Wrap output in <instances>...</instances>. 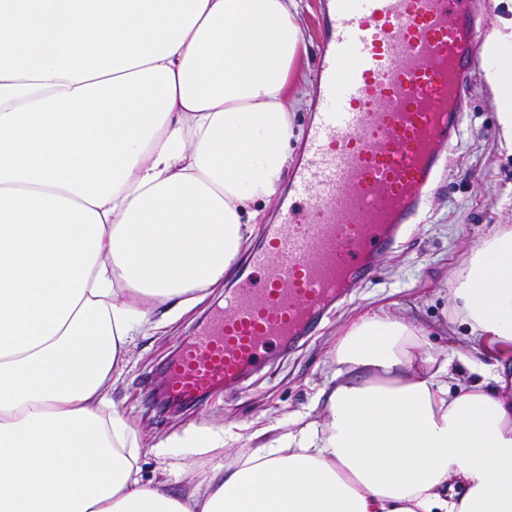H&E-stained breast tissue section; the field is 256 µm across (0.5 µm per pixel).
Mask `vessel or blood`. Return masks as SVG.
<instances>
[{"label":"vessel or blood","instance_id":"b4317fda","mask_svg":"<svg viewBox=\"0 0 512 512\" xmlns=\"http://www.w3.org/2000/svg\"><path fill=\"white\" fill-rule=\"evenodd\" d=\"M318 104L282 221L249 252L260 280L224 297L170 368L187 399L300 336L416 217L471 72L491 65L472 0H330Z\"/></svg>","mask_w":512,"mask_h":512}]
</instances>
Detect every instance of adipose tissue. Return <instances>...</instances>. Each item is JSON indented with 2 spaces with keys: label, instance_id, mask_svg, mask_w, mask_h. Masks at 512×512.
<instances>
[{
  "label": "adipose tissue",
  "instance_id": "adipose-tissue-1",
  "mask_svg": "<svg viewBox=\"0 0 512 512\" xmlns=\"http://www.w3.org/2000/svg\"><path fill=\"white\" fill-rule=\"evenodd\" d=\"M298 0H0V512H512V371L381 306L291 426L143 475L110 392L136 336L223 285L297 140ZM512 153V17L487 44ZM446 331L512 346V225L448 281ZM190 427L154 449L221 448Z\"/></svg>",
  "mask_w": 512,
  "mask_h": 512
}]
</instances>
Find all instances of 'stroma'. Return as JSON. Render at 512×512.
<instances>
[{
	"mask_svg": "<svg viewBox=\"0 0 512 512\" xmlns=\"http://www.w3.org/2000/svg\"><path fill=\"white\" fill-rule=\"evenodd\" d=\"M325 4L326 0L300 3L308 81L299 87L303 102L294 124L302 136L315 119L312 103L319 88ZM511 184L512 156L498 144L494 93L480 72L469 85L456 147L440 164L421 223L378 257L373 274L333 304L307 336L286 353L269 357L265 366L240 383L209 393L182 411L160 410L154 393L167 382L180 344L209 323L214 310L223 305L225 290L237 287L250 274L243 262L226 276L223 287L214 289L163 335L135 340L133 363L113 389V400L147 447L193 425L249 422L272 411L288 418L304 411L314 388L331 377L327 352L339 331L361 311L382 304L427 324L436 347L466 349L462 334L443 330L447 276L492 225L512 224V206L502 202Z\"/></svg>",
	"mask_w": 512,
	"mask_h": 512,
	"instance_id": "stroma-1",
	"label": "stroma"
}]
</instances>
